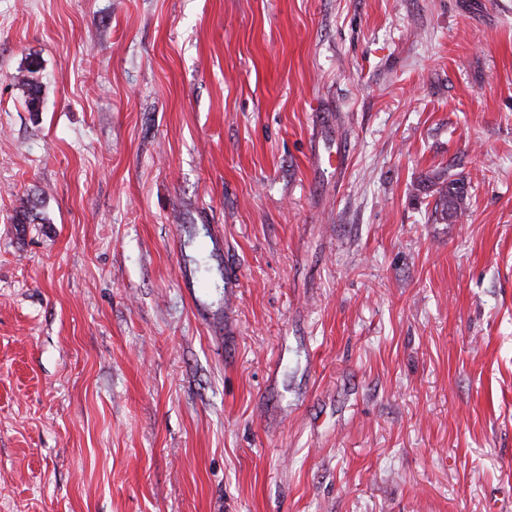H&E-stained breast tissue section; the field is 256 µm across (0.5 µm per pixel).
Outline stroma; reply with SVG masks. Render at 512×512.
Segmentation results:
<instances>
[{"label":"stroma","mask_w":512,"mask_h":512,"mask_svg":"<svg viewBox=\"0 0 512 512\" xmlns=\"http://www.w3.org/2000/svg\"><path fill=\"white\" fill-rule=\"evenodd\" d=\"M0 512H512V0H0ZM39 63L32 58L25 69L20 70L15 77L17 85L24 94V104L30 112L40 111L41 86L35 74L38 73ZM436 185H438L436 189L438 198L434 210L435 221L456 224L464 217L466 200L464 183L460 180H448Z\"/></svg>","instance_id":"1"}]
</instances>
